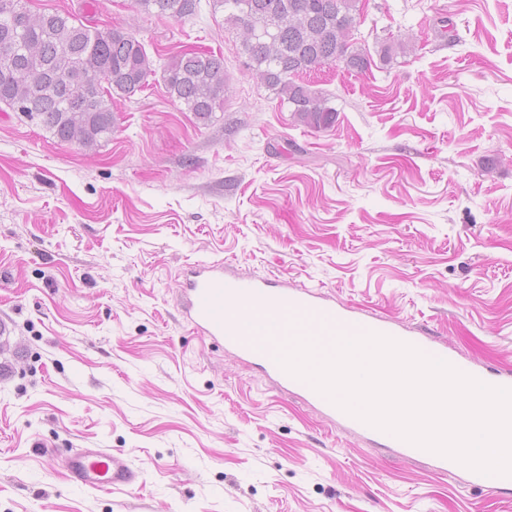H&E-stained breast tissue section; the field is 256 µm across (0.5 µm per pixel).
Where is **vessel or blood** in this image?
Instances as JSON below:
<instances>
[{
	"label": "vessel or blood",
	"mask_w": 512,
	"mask_h": 512,
	"mask_svg": "<svg viewBox=\"0 0 512 512\" xmlns=\"http://www.w3.org/2000/svg\"><path fill=\"white\" fill-rule=\"evenodd\" d=\"M182 313L188 324L210 339L223 343L244 361L260 365L277 386L307 404L320 407L331 421L344 424L405 458H430L439 470H447V457L429 453L390 433L371 427L337 407L309 383L284 371L276 360L279 345L292 336L314 338L329 348L335 335L374 332L411 344L428 356L443 359L459 371L488 385L512 388V374L491 375L460 359L447 345L425 336L409 335L375 318H364L337 308L334 300L313 295L305 288H291L276 279L230 275L223 264L198 265L181 284ZM73 481L99 490L128 488L139 474L119 452L86 450L64 460Z\"/></svg>",
	"instance_id": "obj_1"
}]
</instances>
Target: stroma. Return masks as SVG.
<instances>
[{
	"label": "stroma",
	"instance_id": "1",
	"mask_svg": "<svg viewBox=\"0 0 512 512\" xmlns=\"http://www.w3.org/2000/svg\"><path fill=\"white\" fill-rule=\"evenodd\" d=\"M223 55L208 121L161 75L86 150L0 104V512H512V490L404 459L281 392L182 314L189 265L270 277L512 369V0H368L369 70L310 75L316 131L247 69L211 0H29ZM452 18L456 40L441 35ZM406 52L376 53L388 33ZM122 452L130 490L62 462ZM197 2V0H137V4L144 13L175 20L194 15Z\"/></svg>",
	"mask_w": 512,
	"mask_h": 512
}]
</instances>
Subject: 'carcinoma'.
<instances>
[{
    "label": "carcinoma",
    "instance_id": "1",
    "mask_svg": "<svg viewBox=\"0 0 512 512\" xmlns=\"http://www.w3.org/2000/svg\"><path fill=\"white\" fill-rule=\"evenodd\" d=\"M141 11L182 20L196 13L197 0H137ZM224 23L239 31L240 46L253 75L288 103L298 122L316 130L333 126L336 109L307 84L302 74L327 65L348 72L368 68V53L354 46L361 23V0H213ZM26 0H0V103L24 104L29 120L62 142L93 149L112 135L114 96L129 98L149 86L156 73L144 44L131 32L110 31L83 23L68 13H51L42 27L20 30L12 20ZM107 68L112 80L87 90V106L72 111L67 85L50 87L35 80L57 75L65 63ZM168 97L208 120L224 108L227 78L224 58L212 53H183L163 66Z\"/></svg>",
    "mask_w": 512,
    "mask_h": 512
}]
</instances>
